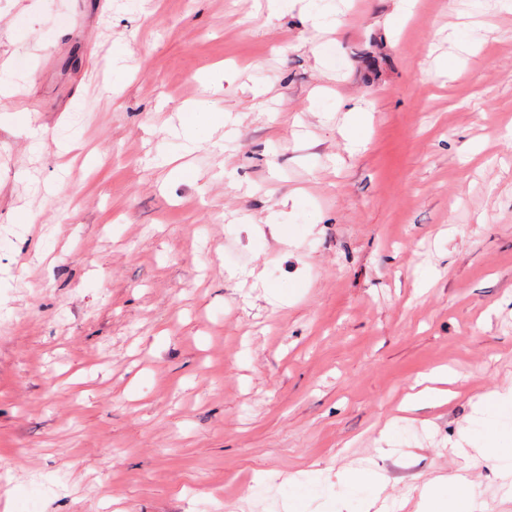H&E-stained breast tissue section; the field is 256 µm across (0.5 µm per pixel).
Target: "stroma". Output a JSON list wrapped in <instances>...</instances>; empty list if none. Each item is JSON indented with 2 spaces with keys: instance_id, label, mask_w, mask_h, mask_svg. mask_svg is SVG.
<instances>
[{
  "instance_id": "1",
  "label": "stroma",
  "mask_w": 512,
  "mask_h": 512,
  "mask_svg": "<svg viewBox=\"0 0 512 512\" xmlns=\"http://www.w3.org/2000/svg\"><path fill=\"white\" fill-rule=\"evenodd\" d=\"M197 98L233 140L171 137ZM0 112V512H512L457 451L512 387L498 0H0ZM479 412L484 416L489 414L490 411L496 410L498 412L512 410V391L507 393L491 392L481 395L477 402ZM471 482L464 476L448 484L436 482L425 484L420 491L419 512H456L451 507L452 503L468 498Z\"/></svg>"
}]
</instances>
